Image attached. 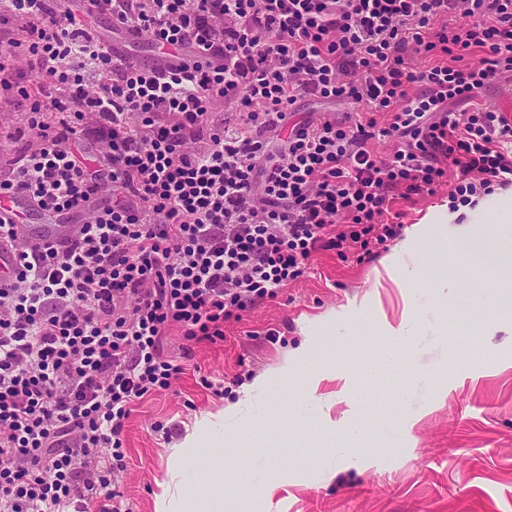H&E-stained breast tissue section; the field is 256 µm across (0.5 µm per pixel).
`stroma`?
<instances>
[{"label":"stroma","mask_w":512,"mask_h":512,"mask_svg":"<svg viewBox=\"0 0 512 512\" xmlns=\"http://www.w3.org/2000/svg\"><path fill=\"white\" fill-rule=\"evenodd\" d=\"M496 196L461 212L485 247L512 248V223L494 221ZM448 205L447 189L402 203L404 234L419 265L451 252L444 224L424 218ZM396 242L358 261L355 248L314 255L304 276L277 298L254 305L224 325L222 341L195 345L171 389L146 399L125 428L127 468L118 483L133 512H157L171 455L188 435L199 445L234 443L224 470L234 486L218 488L202 456L185 451L180 479L188 497L232 498L248 489L240 512H512V298L497 294L481 268L460 276L461 297L438 305L430 281L397 287L383 264L405 263ZM502 329L487 348L471 320L473 298ZM438 316L433 341L385 335L401 315ZM224 382L223 396L199 383L200 373ZM265 377L271 392L247 419L211 418ZM330 397L323 411L306 396L309 381ZM352 412L359 429L338 427ZM339 456L334 477L324 458ZM278 489L266 496L264 486Z\"/></svg>","instance_id":"stroma-1"}]
</instances>
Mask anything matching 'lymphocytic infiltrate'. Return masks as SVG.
Listing matches in <instances>:
<instances>
[{
    "mask_svg": "<svg viewBox=\"0 0 512 512\" xmlns=\"http://www.w3.org/2000/svg\"><path fill=\"white\" fill-rule=\"evenodd\" d=\"M92 13L179 62L132 68L61 0H0L23 31L0 38V89L21 67L42 86L20 102L42 145L0 192L80 221L30 249L0 218L17 260L0 283V512H130L125 423L193 345L223 339L317 252L371 257L401 233L399 201L445 185L456 211L512 185V124L478 100L512 76V0H94ZM301 97L365 114L297 121ZM173 329L177 356L161 349Z\"/></svg>",
    "mask_w": 512,
    "mask_h": 512,
    "instance_id": "lymphocytic-infiltrate-1",
    "label": "lymphocytic infiltrate"
}]
</instances>
